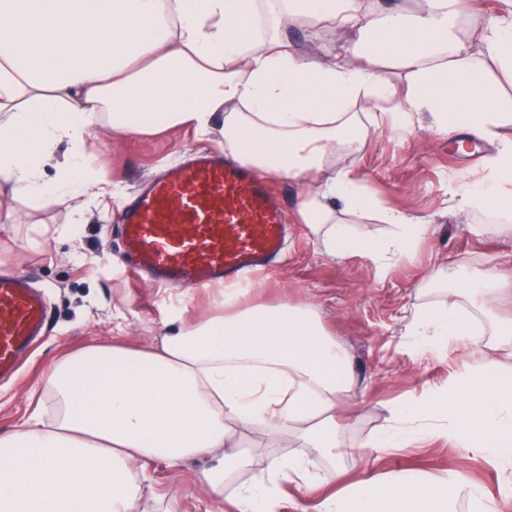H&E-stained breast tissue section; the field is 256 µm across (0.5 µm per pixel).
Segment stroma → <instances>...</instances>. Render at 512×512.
Returning a JSON list of instances; mask_svg holds the SVG:
<instances>
[{
  "label": "stroma",
  "instance_id": "35a3bbf8",
  "mask_svg": "<svg viewBox=\"0 0 512 512\" xmlns=\"http://www.w3.org/2000/svg\"><path fill=\"white\" fill-rule=\"evenodd\" d=\"M510 14L512 0H460L462 35L479 45L485 25ZM289 38L291 48L304 56L339 54L354 44L350 29L316 23L291 31ZM351 109L368 135L354 149L338 151L336 166L359 179L379 206L423 221L414 252L392 263L369 253L328 255L297 214L300 187L281 178L276 186L288 213L284 255L248 296L249 302L269 306L312 305L347 352L354 385L343 401L345 420L337 433L346 448L361 446L374 431L394 426L396 405L446 383L451 374L469 367H512L505 354L463 344L443 353L425 352L409 334L418 306L438 300L442 289L476 271L496 268L504 287L512 289V229L479 233L481 225L499 224V216L459 206L464 186L490 184L493 147L473 138L465 151L455 150V135L427 132L425 114L411 116L404 127L376 126L378 104L367 97ZM92 133L89 167L102 182L103 196L81 198L69 208L20 194L12 209L0 210V273L26 277L47 303L40 347L15 379L0 382V436L25 425L34 412H53L45 379L60 358L115 342L150 344L176 307L202 315L224 296L219 289L200 288L172 299L148 280L134 278L118 259L123 201L163 163L191 149L219 148V141L192 132L116 140L99 120ZM241 445L251 454L252 465L234 476L237 484L262 472L273 456L302 449L295 434L274 430L245 433ZM214 463L211 457L177 466L153 462L145 472L153 492L140 501L138 512H226V503L210 498L199 481L201 471ZM458 466L466 467L471 479L498 500L501 512H512V501L500 498L497 470L453 443L426 440L369 457L370 472L383 476L412 470L441 478Z\"/></svg>",
  "mask_w": 512,
  "mask_h": 512
}]
</instances>
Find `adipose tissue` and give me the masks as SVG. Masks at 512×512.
I'll return each mask as SVG.
<instances>
[{
	"instance_id": "adipose-tissue-1",
	"label": "adipose tissue",
	"mask_w": 512,
	"mask_h": 512,
	"mask_svg": "<svg viewBox=\"0 0 512 512\" xmlns=\"http://www.w3.org/2000/svg\"><path fill=\"white\" fill-rule=\"evenodd\" d=\"M457 0H413L412 8L374 11L364 0H0V182L31 198L65 204L95 185L87 168L93 117L113 138L220 135L227 157L264 177L302 186V223L331 255L372 252L398 262L420 233L418 218L377 208L361 182L332 163L361 141L350 107L360 97L389 105L395 126L410 113L431 117L430 133L465 131L501 142L491 185L466 188L461 207L497 202L512 218V140L501 89L473 61L456 30ZM330 23L356 33L355 54L305 58L288 50L282 30ZM485 53L512 75V22L493 21ZM397 62L396 87L377 69ZM69 151L46 178L54 147ZM347 213L378 209L391 238L355 236L332 205ZM474 298L473 313L461 311ZM491 269L416 310L410 333L434 351L460 340L482 344L475 320L503 301ZM349 360L309 305L250 304L227 289L221 309L200 320L177 312L153 344L90 348L57 362L48 388L59 408L51 426L32 418L0 437V512H136L147 491L142 465L178 464L208 454L201 481L235 512H278L282 483L310 492L342 479L312 470L336 458V411L352 389ZM399 425L370 446L380 454L445 438L478 453L512 490V371L469 369L395 410ZM296 431L305 451L273 459L266 472L225 496L224 483L251 465L237 430ZM497 512L465 470L430 480L406 471L368 477L320 497L316 512Z\"/></svg>"
}]
</instances>
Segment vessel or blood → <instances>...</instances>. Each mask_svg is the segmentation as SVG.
Segmentation results:
<instances>
[{
    "mask_svg": "<svg viewBox=\"0 0 512 512\" xmlns=\"http://www.w3.org/2000/svg\"><path fill=\"white\" fill-rule=\"evenodd\" d=\"M123 256L175 288L248 287L281 254L286 213L276 190L214 152H188L124 207ZM46 303L29 282L0 273V377L34 350Z\"/></svg>",
    "mask_w": 512,
    "mask_h": 512,
    "instance_id": "obj_1",
    "label": "vessel or blood"
}]
</instances>
